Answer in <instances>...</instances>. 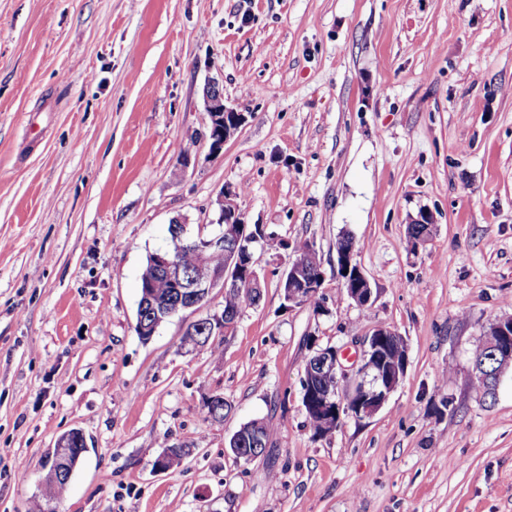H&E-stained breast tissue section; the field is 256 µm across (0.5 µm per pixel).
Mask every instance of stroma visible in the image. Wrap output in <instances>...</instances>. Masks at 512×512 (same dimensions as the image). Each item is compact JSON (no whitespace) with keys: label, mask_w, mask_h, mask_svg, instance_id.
<instances>
[{"label":"stroma","mask_w":512,"mask_h":512,"mask_svg":"<svg viewBox=\"0 0 512 512\" xmlns=\"http://www.w3.org/2000/svg\"><path fill=\"white\" fill-rule=\"evenodd\" d=\"M212 77L246 117L215 158ZM224 189L284 243L255 251L260 301L214 348L182 347L190 313L141 342L148 255L173 218L217 221ZM346 233L365 306L338 271ZM307 242L320 304L289 308ZM510 315L512 0H0V512L41 503L73 429L87 451L44 512H512V371L488 399L470 373ZM379 326L407 343L403 381L314 435L308 358L353 362ZM253 418L271 437L244 464L226 440ZM303 247V249L301 248L302 252L298 256L303 258V263L308 276L313 279H321L323 277V272L316 251L308 244ZM309 249H312L313 252H308ZM306 272L300 259L289 260L287 269L282 272L280 286L282 288L283 282L286 278L287 288L282 289L284 290V297L288 302V307H292L293 305H302L305 297L309 294H319L323 281L310 280ZM74 444H77L79 446L84 445L85 448H87L86 440L83 433L77 429H74L72 431L71 436H67L65 440L59 442V444L56 447L57 449L52 448V451L48 452V455L46 457L54 454L56 450L55 455L51 457L50 462L46 465V474L44 476V480L46 477L64 480L65 482H68L70 480V448H74L72 447ZM65 482H45L43 495L47 498H58L59 496L62 495L66 488Z\"/></svg>","instance_id":"1"}]
</instances>
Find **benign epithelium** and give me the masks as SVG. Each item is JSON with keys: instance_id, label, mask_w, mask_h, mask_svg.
I'll list each match as a JSON object with an SVG mask.
<instances>
[{"instance_id": "7a95c632", "label": "benign epithelium", "mask_w": 512, "mask_h": 512, "mask_svg": "<svg viewBox=\"0 0 512 512\" xmlns=\"http://www.w3.org/2000/svg\"><path fill=\"white\" fill-rule=\"evenodd\" d=\"M203 98L209 117L206 134L209 141V155L216 157L221 154L224 143L244 123L245 117L243 113L224 104L223 89L215 79L205 85ZM232 203H234L232 192L228 190L220 192L218 204L221 214L217 220L219 230L215 233L204 231V226L201 225L197 233L193 234L188 230L185 222L179 219L172 220V223L179 225L180 235L191 241L200 256L198 273L184 274L181 267L164 251L155 255V266L163 281L180 293L184 291L190 294L191 300L184 306L168 312L164 307L158 306L154 293L144 291L138 316L141 332L155 334V323L163 316L170 319L181 312L198 311L206 305L212 291L218 287L225 290L237 288L244 280L252 288L253 295L261 294V278L257 261L251 257L243 264L236 248L224 246V241L240 238L241 231L245 228L242 222L224 223L223 211ZM211 252L224 253V267L220 269L204 267L206 254ZM338 265L348 296L360 305L367 304L372 297V288L365 274L353 263V251L338 254ZM281 278L287 280L284 297L290 307L303 304L307 295L319 293L322 287V281L308 278L298 259L288 261V267L282 272ZM224 319V310L220 309L192 322L188 329L196 327L212 335L221 336L224 334ZM394 335L396 332L387 327L373 329L371 334L360 342V361L353 368L343 365L339 349L335 347L323 355L320 373L329 372L336 377V397L325 395L322 401L314 404V408L321 414L322 421L326 425L339 426L345 414L357 420L370 418L386 404L403 380L407 367V360L404 359L401 367L395 368L394 371L387 372L384 369L379 351L380 342L385 337ZM485 337H487V346L495 349L496 369L490 376L485 373L483 367L474 364L471 376L483 379L491 377L493 386L496 387L503 374L509 369L512 370V346L507 342V339L512 337V316L493 322L485 332ZM75 444L79 446L86 444L83 433L77 429L57 445L55 455L46 465V476L66 482L70 480V448Z\"/></svg>"}]
</instances>
